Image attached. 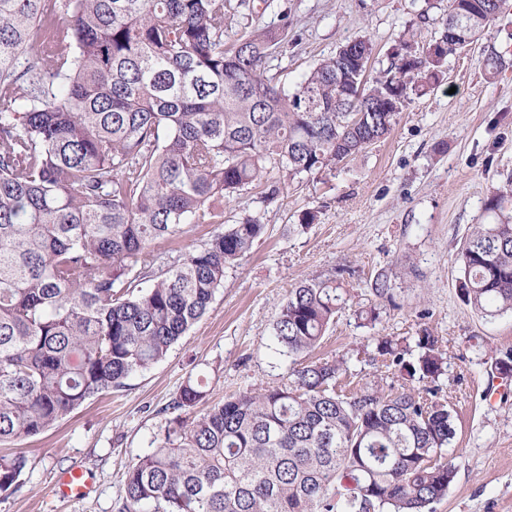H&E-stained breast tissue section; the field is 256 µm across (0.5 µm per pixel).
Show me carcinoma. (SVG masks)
<instances>
[{"label": "carcinoma", "instance_id": "carcinoma-1", "mask_svg": "<svg viewBox=\"0 0 512 512\" xmlns=\"http://www.w3.org/2000/svg\"><path fill=\"white\" fill-rule=\"evenodd\" d=\"M502 5L448 0L445 23L473 39ZM253 13V0H0L1 443L163 360L265 224L247 216L158 267L153 243L224 223V201L273 172L335 170L445 71L447 56L406 28L386 68L370 71L374 46L358 37L290 90L270 68L284 32ZM235 17L246 23L228 43ZM391 100L397 110L379 111ZM485 212L493 222L458 253L457 293L494 318L512 313V190ZM347 294L330 278L288 289L274 325L285 382L192 415L207 390L188 377L176 415L128 468L119 512H433L456 475L438 396L447 357L425 329L411 360L383 338L399 388H340L347 360L310 354ZM491 368L512 378V350ZM26 467L0 454V498L23 489Z\"/></svg>", "mask_w": 512, "mask_h": 512}]
</instances>
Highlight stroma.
I'll return each mask as SVG.
<instances>
[{
  "mask_svg": "<svg viewBox=\"0 0 512 512\" xmlns=\"http://www.w3.org/2000/svg\"><path fill=\"white\" fill-rule=\"evenodd\" d=\"M287 8L280 18L279 8ZM448 0H277L261 24H287L277 64L296 82L319 59L354 38H370L374 68L388 64L395 34L411 27L419 43L439 38ZM503 60L495 77L482 62ZM512 185V0L466 49L448 58L444 79L413 97L391 135L336 170L278 181L273 199L251 186L224 205V223L260 217L266 232L241 265L227 269L208 312L167 356L112 393L87 400L39 436L19 441L29 478L0 499V512H119L126 471L148 453L167 406L189 375L207 382L206 405L285 380L273 327L288 290L333 278L348 302L315 357L345 356L354 385L389 386L378 339L428 330L447 356L441 397L455 410L456 476L434 512H512V378L490 373L512 350V313L490 319L457 294V253L473 225L488 222L487 197ZM310 228L292 231L306 210ZM388 293L376 297V280ZM376 308L375 321L357 318ZM83 470V498L61 496L58 475Z\"/></svg>",
  "mask_w": 512,
  "mask_h": 512,
  "instance_id": "1",
  "label": "stroma"
}]
</instances>
